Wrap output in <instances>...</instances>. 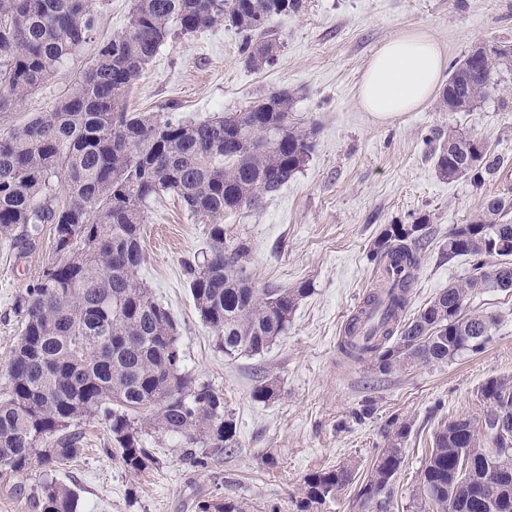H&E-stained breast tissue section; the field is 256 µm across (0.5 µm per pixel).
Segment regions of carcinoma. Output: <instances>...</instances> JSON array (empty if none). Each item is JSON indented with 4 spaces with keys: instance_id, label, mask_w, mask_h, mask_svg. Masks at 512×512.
Returning <instances> with one entry per match:
<instances>
[{
    "instance_id": "cac0c4a2",
    "label": "carcinoma",
    "mask_w": 512,
    "mask_h": 512,
    "mask_svg": "<svg viewBox=\"0 0 512 512\" xmlns=\"http://www.w3.org/2000/svg\"><path fill=\"white\" fill-rule=\"evenodd\" d=\"M303 0H132L128 25L102 42L68 92L47 112L0 135V240L14 249L53 225L52 256L17 302L21 334L0 388V469L49 476L83 451L82 421L102 417L116 458L139 474L157 464L146 435L179 437L189 459L208 465L198 448H234L237 427L224 397L185 370L170 312L140 282L142 224L147 204L173 194L208 226L209 251L185 263L200 320L220 338L227 357L264 352L288 330L308 289L255 288L247 267L251 247L227 238L224 213L257 207L304 165L313 132L291 127L290 95L264 98L243 111L200 122L163 112H130L126 97L165 40L228 22L246 32L245 62L270 64L279 46L266 28L297 13ZM94 0H0V123L76 54L95 27ZM512 54L500 43L450 69L440 106L470 112L484 99L493 73ZM439 174L476 181L500 169L485 142L448 130L434 148ZM512 211L507 195L484 198L475 219L448 233V256L478 258L476 273L443 289L407 317L421 264L418 222L394 225L374 244L381 273L347 323L339 344L352 361L372 357L388 372L446 362L478 351L497 325L491 313L468 310L470 296L512 289ZM373 324L375 340L354 336ZM483 417L438 428L421 472V512H512V380L490 377L480 387ZM370 471L358 481L357 512H390L393 483L404 463L410 424L394 417L382 430ZM461 455L483 460L462 478ZM349 464L305 477L296 512H319L355 482ZM40 512H77L78 494L53 479L40 485ZM200 512H248L234 499L199 505Z\"/></svg>"
}]
</instances>
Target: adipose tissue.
I'll list each match as a JSON object with an SVG mask.
<instances>
[{"label":"adipose tissue","mask_w":512,"mask_h":512,"mask_svg":"<svg viewBox=\"0 0 512 512\" xmlns=\"http://www.w3.org/2000/svg\"><path fill=\"white\" fill-rule=\"evenodd\" d=\"M443 70V49L433 36L404 32L371 56L357 89L359 105L379 122L416 111L437 92Z\"/></svg>","instance_id":"1"}]
</instances>
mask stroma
Instances as JSON below:
<instances>
[{
	"label": "stroma",
	"instance_id": "stroma-1",
	"mask_svg": "<svg viewBox=\"0 0 512 512\" xmlns=\"http://www.w3.org/2000/svg\"><path fill=\"white\" fill-rule=\"evenodd\" d=\"M130 7L131 0H96L91 42L26 97L11 123L49 111L97 42L126 27ZM271 27L282 44L274 64L258 70L244 64L240 35L224 25L169 39L130 90L127 108L201 121L288 90L289 122L315 130L313 151L277 194L225 214L224 227L229 237L250 242L255 287L305 283L310 291L267 351L226 358L198 316L183 268L206 250V227L176 197L152 201L137 277L174 316L186 368L223 394L238 446L208 449L210 463L201 469L186 460L182 440L160 436L158 465L133 474L113 457L104 423L87 420L85 453L56 474L75 485L78 512H199V501L224 498L246 502L250 512H294L307 474L343 463L366 474L384 445V424L395 417L411 432L391 512H416L435 431L483 415L478 389L487 378H512V290L471 296L470 310L498 318L479 352L383 374L371 361L343 362L337 351L372 284L369 253L387 225L429 221L409 308L414 315L473 272L474 259L449 257V231L470 223L483 197L512 196V60L498 67L495 90L473 111L444 112L433 100L385 123L358 104L366 65L380 44L409 30L434 36L450 65L482 42L512 45V0H304L299 13L274 18ZM451 128L481 136L502 158L500 171L481 185L469 176L440 177L432 150ZM52 243L48 224L25 252L0 243V376L19 336L17 301L41 275ZM261 383L275 387L264 403L251 396Z\"/></svg>",
	"mask_w": 512,
	"mask_h": 512
}]
</instances>
